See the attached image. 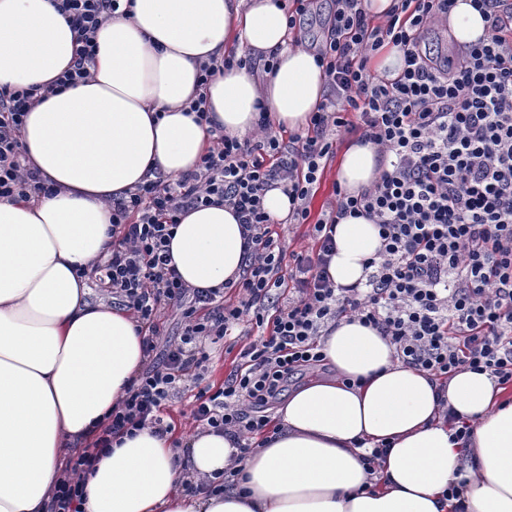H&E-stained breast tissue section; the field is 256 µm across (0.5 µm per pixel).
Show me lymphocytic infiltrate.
Segmentation results:
<instances>
[{"label": "lymphocytic infiltrate", "instance_id": "lymphocytic-infiltrate-1", "mask_svg": "<svg viewBox=\"0 0 512 512\" xmlns=\"http://www.w3.org/2000/svg\"><path fill=\"white\" fill-rule=\"evenodd\" d=\"M452 3L394 0L379 21L358 0H335L316 49L327 91L306 133L283 138L264 116L241 137L212 130L193 170L156 175L113 200L112 249L94 263V280L145 331L146 362L96 438L69 457L47 512H83L81 478L110 454L114 437L172 432L164 409L201 379L206 342L246 319L266 336L243 346L223 384L200 389L190 410L197 432L230 434L243 455L268 432L267 410L289 379L324 364L320 336L344 318L377 330L400 362L437 378L470 369L512 387V0H471L486 34L448 58L432 54L427 40L447 29ZM53 5L81 46L47 89L0 88V199L48 194L23 164L24 119L46 94L89 77L96 33L119 0ZM386 44L404 53L391 82L369 67ZM345 134L380 146L391 168L359 194L334 188L333 202L312 216L309 203ZM272 187L288 196V221L306 225L312 249L289 253L275 237L263 206ZM216 199L242 226L244 267L223 287L193 288L172 266L169 242L183 213ZM347 215L373 221L381 247L365 282L343 287L327 265L334 227ZM277 289L289 298L276 306ZM171 312L181 334L157 346Z\"/></svg>", "mask_w": 512, "mask_h": 512}]
</instances>
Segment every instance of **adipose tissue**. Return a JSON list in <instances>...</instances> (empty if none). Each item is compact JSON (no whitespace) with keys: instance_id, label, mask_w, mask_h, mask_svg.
Instances as JSON below:
<instances>
[{"instance_id":"adipose-tissue-1","label":"adipose tissue","mask_w":512,"mask_h":512,"mask_svg":"<svg viewBox=\"0 0 512 512\" xmlns=\"http://www.w3.org/2000/svg\"><path fill=\"white\" fill-rule=\"evenodd\" d=\"M448 27L471 43L486 23L454 0ZM96 43L90 77L49 95L22 129L25 164L51 195L0 200V512H46L67 448L91 440L142 368L135 319L90 302L77 274L112 241V199L152 173L195 167L210 146L190 110L197 99L242 135L263 111L274 128H307L326 93L313 50L292 44L275 0H132ZM245 48L272 72L234 66L199 85L201 63ZM76 49L51 0H0V88L49 84ZM389 167L377 146L352 141L336 180L355 194ZM334 239L331 280H364L381 245L376 224L345 217ZM170 253L189 286L223 287L243 266L240 225L220 203L189 210ZM321 343L331 374L292 391L241 464L226 436L196 434L180 449L145 429L113 441L88 477L84 512H512V397L488 373L435 379L356 319ZM448 406L470 425L467 439H453ZM382 444L369 473L363 458ZM235 465L224 492L185 486ZM453 486L458 497H447Z\"/></svg>"}]
</instances>
